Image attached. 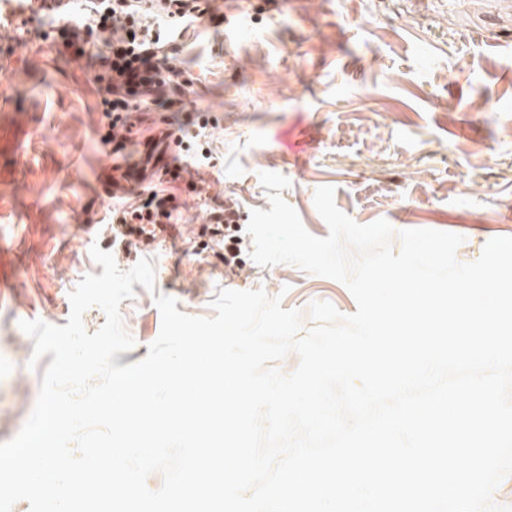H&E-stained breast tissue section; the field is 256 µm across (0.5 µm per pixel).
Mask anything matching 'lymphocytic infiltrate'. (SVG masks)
Here are the masks:
<instances>
[{"mask_svg":"<svg viewBox=\"0 0 512 512\" xmlns=\"http://www.w3.org/2000/svg\"><path fill=\"white\" fill-rule=\"evenodd\" d=\"M170 7L154 0H96L77 29L66 36L70 58L84 59L96 71L94 81L104 112L121 114L162 109L175 111L174 94L181 89V72L167 62L165 43L155 29L157 18L188 27L203 10L200 0H170ZM166 75L159 86L157 75ZM178 210L175 198L164 191H149L138 205L116 209V224H170Z\"/></svg>","mask_w":512,"mask_h":512,"instance_id":"lymphocytic-infiltrate-1","label":"lymphocytic infiltrate"}]
</instances>
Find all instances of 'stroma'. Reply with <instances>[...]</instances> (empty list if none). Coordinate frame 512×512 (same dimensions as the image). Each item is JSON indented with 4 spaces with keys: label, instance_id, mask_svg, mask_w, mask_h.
Segmentation results:
<instances>
[{
    "label": "stroma",
    "instance_id": "35a3bbf8",
    "mask_svg": "<svg viewBox=\"0 0 512 512\" xmlns=\"http://www.w3.org/2000/svg\"><path fill=\"white\" fill-rule=\"evenodd\" d=\"M206 13L170 45L171 64L190 76L188 111L211 115L203 138L181 152L187 178L205 197L176 188L183 206L175 244L140 247L113 237L112 209L98 176L112 161L86 60L59 52L40 11L0 24V442L32 412L51 356L29 369L34 342L20 321L66 325L70 292L102 274L92 245L132 268L155 266V289L134 285L120 313L132 350L148 354L161 330L153 295L209 317L220 290L263 289L314 322L308 307L342 315L356 301L342 283L290 264L254 261L226 272L223 243L195 236L213 208L231 204L242 222L269 210L259 174L286 176L282 196L311 234L328 227L316 190L360 224L461 235L456 257L479 258L492 238L512 236V0H203Z\"/></svg>",
    "mask_w": 512,
    "mask_h": 512
}]
</instances>
